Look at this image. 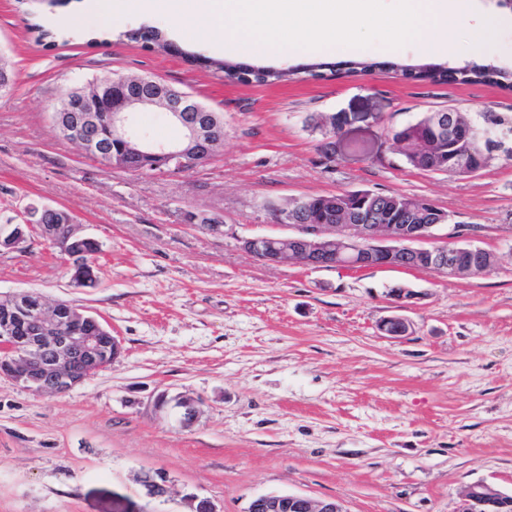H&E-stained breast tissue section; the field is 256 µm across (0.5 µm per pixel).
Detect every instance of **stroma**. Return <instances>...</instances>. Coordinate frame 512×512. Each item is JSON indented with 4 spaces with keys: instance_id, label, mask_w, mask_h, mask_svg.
Instances as JSON below:
<instances>
[{
    "instance_id": "35a3bbf8",
    "label": "stroma",
    "mask_w": 512,
    "mask_h": 512,
    "mask_svg": "<svg viewBox=\"0 0 512 512\" xmlns=\"http://www.w3.org/2000/svg\"><path fill=\"white\" fill-rule=\"evenodd\" d=\"M82 23H73V16ZM65 32L48 49L39 27ZM148 26L182 56L132 42ZM0 54L18 75L0 95V224L25 208L69 210L96 240L97 283L73 287L68 264L38 236L0 252V296L26 291L99 316L121 355L62 395L0 377V512H247L260 495L333 498L346 512H461L465 489L512 491V160L469 177L407 167L383 137L423 113L512 114V91L405 79L413 46L362 55L375 70L319 80L308 56H256L297 70L277 86L228 84L192 55L224 59L210 36L178 35L161 14L97 16L91 0L52 7L0 0ZM112 73L150 75L224 116V143L189 172L111 169L61 139L48 115L69 87ZM352 123L321 150L312 117ZM383 118L367 124L364 113ZM386 154L387 163L371 153ZM370 190L432 200L470 225L471 244L499 263L475 277L421 270L271 266L238 237L281 234L273 211L289 199ZM219 217L220 235L194 227ZM396 283L423 297L399 308ZM400 316L411 329L382 335ZM189 395L201 416L180 427L155 410L160 393ZM169 479L165 504L145 475Z\"/></svg>"
}]
</instances>
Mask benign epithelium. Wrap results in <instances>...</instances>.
Returning a JSON list of instances; mask_svg holds the SVG:
<instances>
[{"label": "benign epithelium", "instance_id": "benign-epithelium-1", "mask_svg": "<svg viewBox=\"0 0 512 512\" xmlns=\"http://www.w3.org/2000/svg\"><path fill=\"white\" fill-rule=\"evenodd\" d=\"M146 107L167 112L179 127L181 137L174 143L149 141L129 124L128 115ZM56 111L58 133L87 153L93 152L103 164L129 171L166 170L188 172L208 162L213 149L224 139V117L205 108L193 96L169 83L149 76L129 77L112 74L93 85V90L75 87L59 100ZM109 113L112 148L103 149L91 132L99 123L98 113ZM350 124V114L336 112L325 116L321 124V150L336 157V138ZM429 137L417 142L414 156L418 164L444 169L453 163L461 169L476 167L470 153L459 150L478 130L462 123L456 114L431 113ZM512 133L495 136L490 150L484 152L482 165L496 153L508 148ZM456 147L448 155L446 143ZM385 212L392 217L411 214L422 224H365L366 212L374 208L375 195L346 191L322 197L321 218L306 224L300 216L307 198H294L276 209L277 223L291 232L277 235H252L238 239L239 248L267 265L295 264L311 269L341 266L351 269L392 268L422 270L437 275H474L479 272L475 260L497 266L498 256L489 249L465 243L469 228L455 224L447 237L437 230L452 221L433 201L417 198L383 196ZM57 213L53 208L29 210L22 223L5 226L0 233V251H23L29 240L27 219L38 214ZM69 232L62 236L54 226L40 220L39 234L62 258L69 259L88 240L71 217L62 219ZM386 296L399 307H407L418 298L405 285L389 288ZM80 320L95 331L76 330L72 322ZM379 330L391 339L409 334L410 324L401 317H391L379 324ZM108 330L99 319L80 306L57 300L49 302L28 292H16L0 301V376L8 377L37 392L65 393L84 383L95 370L117 359L121 344L112 339V349L102 350L103 335ZM174 407L180 409L182 427L193 426L200 415V402L177 395ZM148 494L153 498L167 495L165 477L145 476ZM248 512H347L335 499L318 503L302 495H263L255 498ZM461 512H512V494L486 484L468 487Z\"/></svg>", "mask_w": 512, "mask_h": 512}]
</instances>
